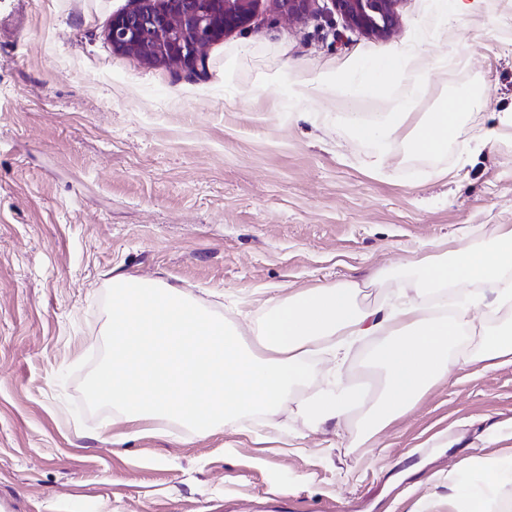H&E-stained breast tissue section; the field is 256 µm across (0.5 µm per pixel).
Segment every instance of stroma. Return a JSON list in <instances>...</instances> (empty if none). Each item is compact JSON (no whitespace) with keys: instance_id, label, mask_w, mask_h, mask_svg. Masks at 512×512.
<instances>
[{"instance_id":"obj_1","label":"stroma","mask_w":512,"mask_h":512,"mask_svg":"<svg viewBox=\"0 0 512 512\" xmlns=\"http://www.w3.org/2000/svg\"><path fill=\"white\" fill-rule=\"evenodd\" d=\"M133 6L0 0V512H448L449 472L512 458V440L486 441L512 422V363L450 376L374 443L315 428L291 399L274 408L273 441L250 419L205 439L142 422L116 443L89 386L110 351L116 274L164 280L244 329L277 289L362 280L512 225V0H480L425 58L417 113L466 96L481 107L447 148L423 156L402 139L376 172L336 114L370 122L385 98L330 92L298 121L255 77L391 56L434 0H398L385 38L348 27L330 0L301 19L257 0L197 75L113 50L112 16ZM450 43L463 63H439ZM489 127L499 137L476 147ZM374 342L337 364L313 356L310 387L360 379Z\"/></svg>"}]
</instances>
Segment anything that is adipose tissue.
Returning a JSON list of instances; mask_svg holds the SVG:
<instances>
[{"label": "adipose tissue", "instance_id": "adipose-tissue-1", "mask_svg": "<svg viewBox=\"0 0 512 512\" xmlns=\"http://www.w3.org/2000/svg\"><path fill=\"white\" fill-rule=\"evenodd\" d=\"M424 68V52L413 46L333 73L268 72L261 82L284 93L299 120L308 117L306 103L328 91L351 98L400 88L376 121L347 118L355 136L371 143L367 165L376 170L427 90ZM478 105L477 99L457 98L429 112L415 131L414 148L435 152L460 116ZM385 279L380 270L362 283L339 281L269 297L262 321L246 334L162 281L113 276L112 356L91 393L118 408V423L179 422L203 439L214 434L216 423L269 412L304 386L311 355L379 336L383 342L368 360L382 378L374 399L341 382L297 404L320 425L358 416L361 435L401 418L451 374L512 363V225H496L481 242L433 246L402 266L397 302L359 303L362 288L380 287ZM511 475L512 461L475 459L473 472L449 481L448 512H486L483 491L497 490ZM474 479L480 492L468 490Z\"/></svg>", "mask_w": 512, "mask_h": 512}]
</instances>
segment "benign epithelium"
I'll return each instance as SVG.
<instances>
[{
	"instance_id": "benign-epithelium-1",
	"label": "benign epithelium",
	"mask_w": 512,
	"mask_h": 512,
	"mask_svg": "<svg viewBox=\"0 0 512 512\" xmlns=\"http://www.w3.org/2000/svg\"><path fill=\"white\" fill-rule=\"evenodd\" d=\"M256 0H162L112 17L107 40L116 51L148 63L175 64L189 72L205 67L206 46L246 28ZM311 0H276L290 16L308 13ZM397 0H331L347 25L367 35H389L397 25Z\"/></svg>"
}]
</instances>
